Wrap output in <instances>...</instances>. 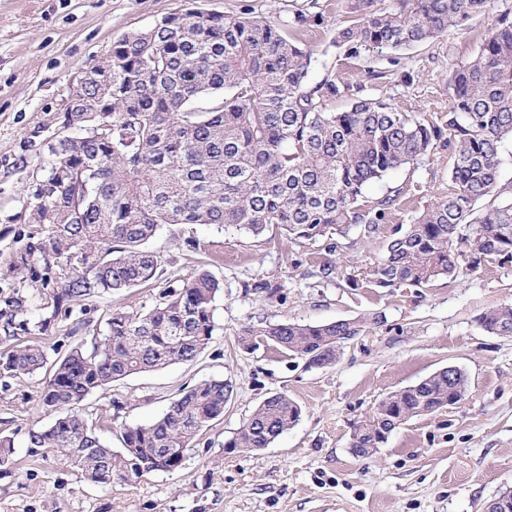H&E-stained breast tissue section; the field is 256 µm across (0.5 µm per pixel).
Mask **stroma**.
<instances>
[{
  "mask_svg": "<svg viewBox=\"0 0 512 512\" xmlns=\"http://www.w3.org/2000/svg\"><path fill=\"white\" fill-rule=\"evenodd\" d=\"M190 7L271 21L297 10L322 14L323 24L303 39L321 62L312 80L329 67L364 96L443 117L449 67L475 55L500 15L512 13V0H494L434 43L383 52L378 64L391 74L380 84L331 44L346 0H0L1 288L12 283L6 271L32 221L31 187L49 167L50 144L66 134L58 115L72 78L109 56L118 37ZM451 165L452 151L442 145L369 186L370 197L399 192L387 223L371 233L354 224L308 244L273 225L258 238L229 226H161L150 246L164 259L165 278L202 267L223 282L218 328L194 361L136 373L88 396L84 417L116 449V426L158 419L180 390L209 379L233 388L223 415L200 432L178 470L99 486L28 444L32 424L52 421L38 405L44 371L0 379V434L14 445L11 464L0 468V512H484L512 488V337L488 334L478 319L512 302V263L486 262L478 273L462 270L429 288H379L367 277L393 228L447 195ZM162 287L158 281L80 303L40 340L67 352L101 329L110 309L150 307ZM284 319L358 320L363 330L324 368L269 346L239 345L244 327ZM448 365L469 378L464 402L410 419L371 458L351 453L354 425L381 399ZM276 393L301 407L299 421L267 448L226 453L225 442Z\"/></svg>",
  "mask_w": 512,
  "mask_h": 512,
  "instance_id": "obj_1",
  "label": "stroma"
}]
</instances>
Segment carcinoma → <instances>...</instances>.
Wrapping results in <instances>:
<instances>
[{
  "instance_id": "cac0c4a2",
  "label": "carcinoma",
  "mask_w": 512,
  "mask_h": 512,
  "mask_svg": "<svg viewBox=\"0 0 512 512\" xmlns=\"http://www.w3.org/2000/svg\"><path fill=\"white\" fill-rule=\"evenodd\" d=\"M490 0H412L406 9L348 0L350 19L331 44L347 59L432 43L466 25ZM323 24L296 11L272 23L187 9L112 44L108 59L82 70V96L61 122L86 131L53 147V161L33 188V229L20 237L11 272L26 295L0 297V376L31 374L47 364L28 336L59 314L106 293L158 280L162 259L149 246L167 224L232 225L254 237L276 224L299 242H317L345 224L386 223L398 194L368 198L365 188L413 166L441 142L453 151L448 197L426 208L387 240L369 268L381 288H429L452 277L459 258L475 273L485 261L512 263V196L500 184V144L512 139V17H499L476 54L451 67L448 119L401 110L383 98H360L342 112L330 104L350 83L301 40ZM108 70L112 97L96 76ZM201 97L209 100L194 107ZM223 283L201 269L168 281L154 304L108 313L105 328L73 347L42 383L40 407L59 414L28 432L84 479L109 485L179 469L185 452L232 392L204 380L173 399L149 424L124 425L119 451L105 445L83 416V402L132 374L194 360L216 330ZM482 329L512 336V304L479 317ZM358 321L311 325L280 321L246 326L239 343L265 342L310 363L336 362ZM469 392L463 371L440 370L391 392L353 433L358 447L379 448L410 419L459 404ZM284 393L267 397L225 444L269 447L300 419Z\"/></svg>"
}]
</instances>
